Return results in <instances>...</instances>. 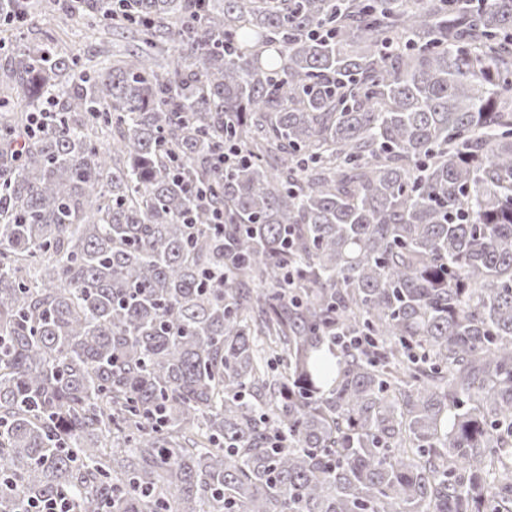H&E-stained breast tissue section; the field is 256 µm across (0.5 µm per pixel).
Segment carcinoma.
I'll return each instance as SVG.
<instances>
[{
    "instance_id": "obj_1",
    "label": "carcinoma",
    "mask_w": 512,
    "mask_h": 512,
    "mask_svg": "<svg viewBox=\"0 0 512 512\" xmlns=\"http://www.w3.org/2000/svg\"><path fill=\"white\" fill-rule=\"evenodd\" d=\"M121 4L0 0V512H512V0Z\"/></svg>"
}]
</instances>
